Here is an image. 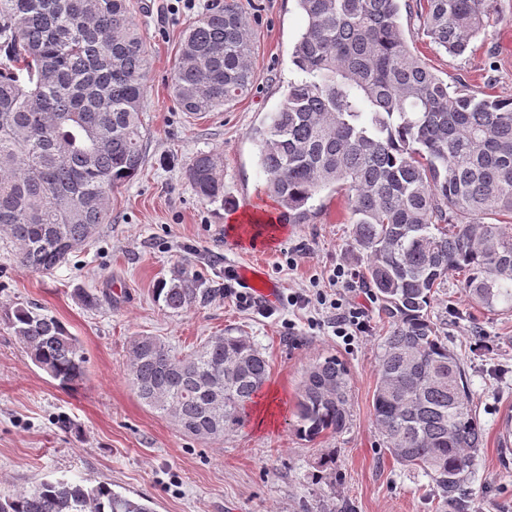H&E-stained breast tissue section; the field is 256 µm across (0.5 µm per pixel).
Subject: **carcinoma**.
I'll list each match as a JSON object with an SVG mask.
<instances>
[{"instance_id":"1","label":"carcinoma","mask_w":512,"mask_h":512,"mask_svg":"<svg viewBox=\"0 0 512 512\" xmlns=\"http://www.w3.org/2000/svg\"><path fill=\"white\" fill-rule=\"evenodd\" d=\"M494 0H296L306 25L292 59L302 74L257 130L266 191L284 220L307 224L323 192L347 201L364 283L389 324L373 395L384 451L421 470L441 507L469 512L467 487L484 430L464 363L429 308L455 275L470 300L512 304V99L451 86L411 49L402 14L429 42L465 53L489 25ZM0 236L20 264L50 272L68 245L109 221L112 188L145 163L141 112L147 55L127 0H0ZM254 43L237 0H212L184 29L172 93L189 115L250 94ZM220 157L185 168L203 200L224 198ZM184 274L160 289L179 313L197 300ZM35 364L78 387V337L44 307L8 315ZM140 400L186 434L220 441L244 423L268 360L246 336H210L176 351L156 336L130 342ZM350 378L330 355L306 372L295 433L309 442L351 421ZM0 512H154L107 482L58 478L0 493Z\"/></svg>"}]
</instances>
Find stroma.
<instances>
[{"instance_id": "35a3bbf8", "label": "stroma", "mask_w": 512, "mask_h": 512, "mask_svg": "<svg viewBox=\"0 0 512 512\" xmlns=\"http://www.w3.org/2000/svg\"><path fill=\"white\" fill-rule=\"evenodd\" d=\"M208 2L175 9L171 0H131L149 62L146 162L114 187L110 223L48 274L22 267L15 245L0 239V492L64 477L150 498L155 512H436L430 477L384 453L373 425L386 332L377 302L360 286L349 293L369 328L347 341L334 335L333 316L316 299L331 293L335 266L359 273L366 265L342 198L332 197L312 223L291 224L265 192L253 132L300 76L291 52L305 19L295 0H239L254 36V88L224 111L194 116L177 110L170 79L182 32ZM419 26L405 20L406 36L439 77L512 98V0H496L484 35L458 57L428 44ZM209 151L222 159L221 202L201 200L185 176L189 159ZM246 212L255 220L243 233L236 219ZM255 262L265 263L283 294L268 318L224 295L225 268ZM184 272L201 294L176 314L158 290ZM295 291L310 304L288 305ZM89 294L96 306H87ZM26 302L78 337L87 358L79 388H60L14 336L7 315ZM430 317L465 365L484 428L469 484L475 512H512V448L503 447L512 421V310L478 308L452 279ZM220 334L249 337L271 370L243 425L210 442L145 405L125 366L133 337L155 336L187 352ZM331 354L350 371L352 420L343 433L308 442L294 431L299 388L309 366ZM327 455L335 469L320 467Z\"/></svg>"}]
</instances>
